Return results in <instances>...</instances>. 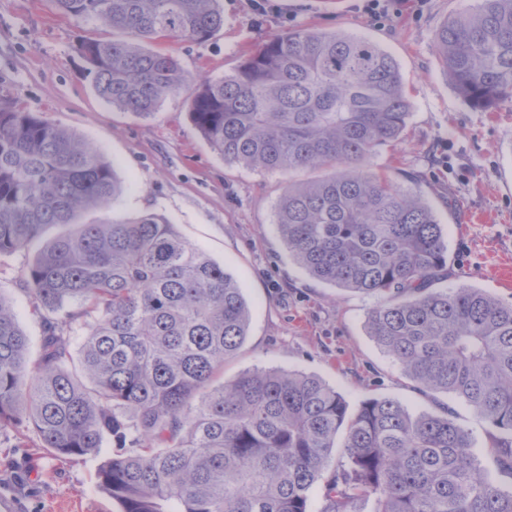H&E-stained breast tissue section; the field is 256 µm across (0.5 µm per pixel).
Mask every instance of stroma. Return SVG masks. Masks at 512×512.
Instances as JSON below:
<instances>
[{"instance_id": "35a3bbf8", "label": "stroma", "mask_w": 512, "mask_h": 512, "mask_svg": "<svg viewBox=\"0 0 512 512\" xmlns=\"http://www.w3.org/2000/svg\"><path fill=\"white\" fill-rule=\"evenodd\" d=\"M356 0H219L223 28L208 42L169 39L188 78L230 73L270 35L298 29L343 31L369 38L400 65L411 114L402 140L381 147L372 163L393 177L415 173L409 192L428 202L448 240L441 288L488 290L512 303V99L492 112L473 110L444 74L434 48L440 24L478 0H424L372 17ZM101 26L62 15L52 0H0V100L17 102L47 122L93 143L124 186L88 223L157 213L203 248L241 285L250 309L248 336L224 364L225 381L253 370L284 369L321 379L356 413L369 398H391L409 412L451 414L475 440L482 467L496 470L488 440L495 429L463 402L423 391L367 332L375 297L322 283L300 269L275 224L288 175L225 162L191 121L187 91L168 96L142 119L105 103L85 78L82 38L108 37ZM31 253L0 256V296L7 298L40 352L42 322L19 279ZM109 449L59 457L18 448L0 435V512H119L96 483Z\"/></svg>"}]
</instances>
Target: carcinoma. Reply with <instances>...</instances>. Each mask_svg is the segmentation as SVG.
<instances>
[{
  "mask_svg": "<svg viewBox=\"0 0 512 512\" xmlns=\"http://www.w3.org/2000/svg\"><path fill=\"white\" fill-rule=\"evenodd\" d=\"M112 29L84 38L86 76L108 104L150 118L189 89L190 117L224 161L255 171L331 173L288 182L276 226L311 277L378 298L367 329L420 387L450 393L499 431L512 474V304L480 288L440 290L448 241L431 207L370 159L397 144L410 102L395 58L370 39L297 30L268 38L230 73L188 86L159 38L203 43L218 0H52ZM457 92L492 112L512 98V0H481L435 33ZM114 167L89 142L0 102V255L53 224L23 284L42 318L38 360L0 296V433L57 456L112 449L99 487L120 512H512V491L447 416L344 398L295 371L223 381L250 310L238 282L161 215L85 224L116 201ZM344 432L341 460H327Z\"/></svg>",
  "mask_w": 512,
  "mask_h": 512,
  "instance_id": "cac0c4a2",
  "label": "carcinoma"
}]
</instances>
